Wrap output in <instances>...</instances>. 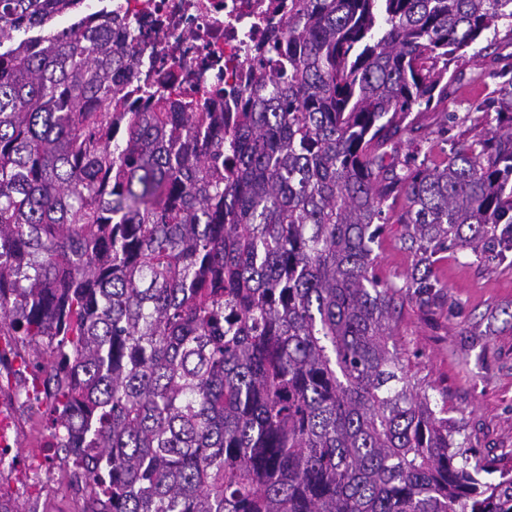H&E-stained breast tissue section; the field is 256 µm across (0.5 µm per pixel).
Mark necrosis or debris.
<instances>
[{
  "label": "necrosis or debris",
  "mask_w": 512,
  "mask_h": 512,
  "mask_svg": "<svg viewBox=\"0 0 512 512\" xmlns=\"http://www.w3.org/2000/svg\"><path fill=\"white\" fill-rule=\"evenodd\" d=\"M279 0H111L139 54L136 79L165 92L212 100L244 84L245 64Z\"/></svg>",
  "instance_id": "4bbe7bcc"
}]
</instances>
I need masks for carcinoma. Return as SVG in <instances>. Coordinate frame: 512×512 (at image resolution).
Returning a JSON list of instances; mask_svg holds the SVG:
<instances>
[{"mask_svg": "<svg viewBox=\"0 0 512 512\" xmlns=\"http://www.w3.org/2000/svg\"><path fill=\"white\" fill-rule=\"evenodd\" d=\"M82 3L0 0V328L49 356L92 512H512L388 346L432 255L512 238V120L432 168L380 153L512 0H288L227 110L130 98L120 18L47 31ZM399 198L424 271L397 288ZM400 210L398 201L390 211L391 224H381L382 232L374 246L377 256L376 272L382 283L402 286L416 272L418 257L404 243L405 225L394 224Z\"/></svg>", "mask_w": 512, "mask_h": 512, "instance_id": "obj_1", "label": "carcinoma"}]
</instances>
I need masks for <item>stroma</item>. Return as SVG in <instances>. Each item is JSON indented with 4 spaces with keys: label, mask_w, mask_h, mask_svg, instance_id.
<instances>
[{
    "label": "stroma",
    "mask_w": 512,
    "mask_h": 512,
    "mask_svg": "<svg viewBox=\"0 0 512 512\" xmlns=\"http://www.w3.org/2000/svg\"><path fill=\"white\" fill-rule=\"evenodd\" d=\"M448 100L420 117L414 136L386 148L399 168L436 165L449 144L472 139L496 126L487 104L498 83L478 66L457 68ZM405 227L386 224L374 247L382 283L402 286L417 256L404 243ZM443 286L433 301L410 296L392 342L433 400L445 404L448 422L462 447L500 470H512V244L492 241L478 250L449 244L430 259ZM9 465L0 466V504L11 512H80L69 494L68 464L43 462L36 454L47 432L41 412L9 413Z\"/></svg>",
    "instance_id": "obj_1"
}]
</instances>
